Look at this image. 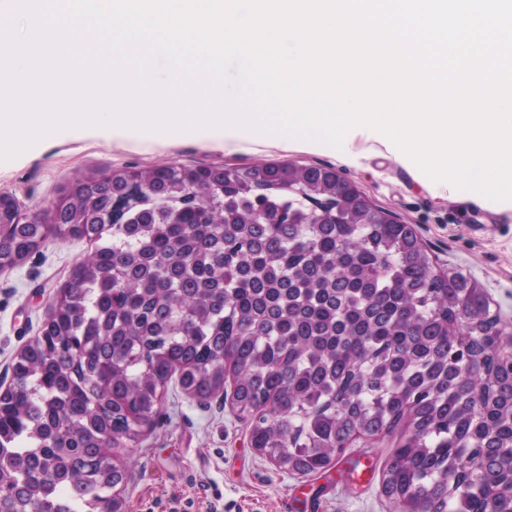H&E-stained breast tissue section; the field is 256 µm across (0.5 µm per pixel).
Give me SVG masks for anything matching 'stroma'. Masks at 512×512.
Masks as SVG:
<instances>
[{"label":"stroma","mask_w":512,"mask_h":512,"mask_svg":"<svg viewBox=\"0 0 512 512\" xmlns=\"http://www.w3.org/2000/svg\"><path fill=\"white\" fill-rule=\"evenodd\" d=\"M355 154L337 149L267 145L255 134L223 146L202 138L172 144L63 135L36 143L0 166V194L24 213L49 209L77 179L169 163L246 167L288 162L331 166L375 206L415 227L437 268L459 272L483 288L505 332L512 333V207L480 205L450 192L409 160H397L374 134L349 135ZM94 246L48 238L24 261L0 270V381L10 382L16 354L35 337L72 269ZM398 434L359 438L323 473L300 476L274 467L249 442V427L217 400L198 403L168 383L158 421L115 450L132 479L123 512H396L382 496L381 476Z\"/></svg>","instance_id":"obj_1"}]
</instances>
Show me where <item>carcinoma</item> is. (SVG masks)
Returning a JSON list of instances; mask_svg holds the SVG:
<instances>
[{"label": "carcinoma", "mask_w": 512, "mask_h": 512, "mask_svg": "<svg viewBox=\"0 0 512 512\" xmlns=\"http://www.w3.org/2000/svg\"><path fill=\"white\" fill-rule=\"evenodd\" d=\"M39 224L0 194V267L48 232L96 244L53 325L0 401L4 512H104L125 475L113 435L135 440L159 386L224 393L233 374L250 443L302 476L359 430L407 436L382 493L412 512H512V365L482 288L438 272L412 225L332 167L177 164L95 178ZM146 200L104 228L113 197ZM224 205V223L198 206Z\"/></svg>", "instance_id": "obj_1"}]
</instances>
